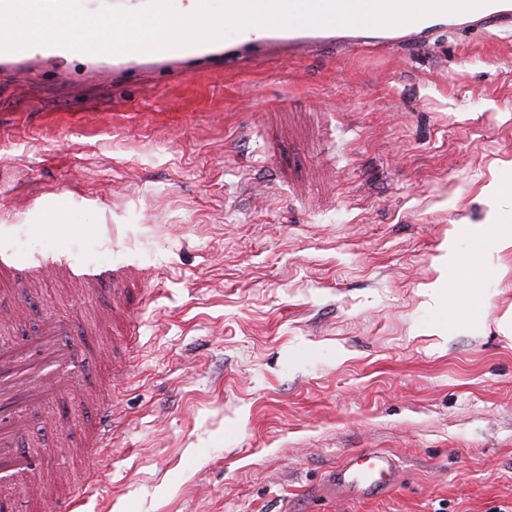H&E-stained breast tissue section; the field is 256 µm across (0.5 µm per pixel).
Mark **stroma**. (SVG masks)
<instances>
[{"label":"stroma","instance_id":"1","mask_svg":"<svg viewBox=\"0 0 512 512\" xmlns=\"http://www.w3.org/2000/svg\"><path fill=\"white\" fill-rule=\"evenodd\" d=\"M63 63L82 95L51 65L0 69V257L143 283L110 358L112 285L0 282L15 336L53 313L83 345L80 392L19 441L40 469L98 471L84 512H512V30L207 79ZM89 389L118 412L108 453L81 439ZM361 448L402 481L337 501L327 476Z\"/></svg>","mask_w":512,"mask_h":512}]
</instances>
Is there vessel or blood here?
Instances as JSON below:
<instances>
[{
	"instance_id": "obj_1",
	"label": "vessel or blood",
	"mask_w": 512,
	"mask_h": 512,
	"mask_svg": "<svg viewBox=\"0 0 512 512\" xmlns=\"http://www.w3.org/2000/svg\"><path fill=\"white\" fill-rule=\"evenodd\" d=\"M508 29L512 27V0H491L478 9L458 14H436L414 23L391 28L326 27L268 28L263 34L246 30L216 42L156 53L110 56L114 73L132 76L147 68L170 69L180 75L197 63L218 64L233 69L243 56L264 62L273 52L289 49L302 54L332 45L337 54L352 56L364 51L413 50L427 46L436 32L461 25ZM0 277L15 286L27 287L33 278H62L75 287L93 289L109 282L115 285L140 279L130 265L79 267L50 261L23 266L10 258L0 259ZM68 322L47 317L38 335L0 341V478L24 476L35 479L38 466L33 456L21 452L15 442L27 426V411L55 393L70 389L69 374L77 366L80 346L70 338ZM115 414L101 406L91 428L90 447L112 445ZM333 489L343 498H369L396 486V462L388 453L362 448L329 476Z\"/></svg>"
}]
</instances>
